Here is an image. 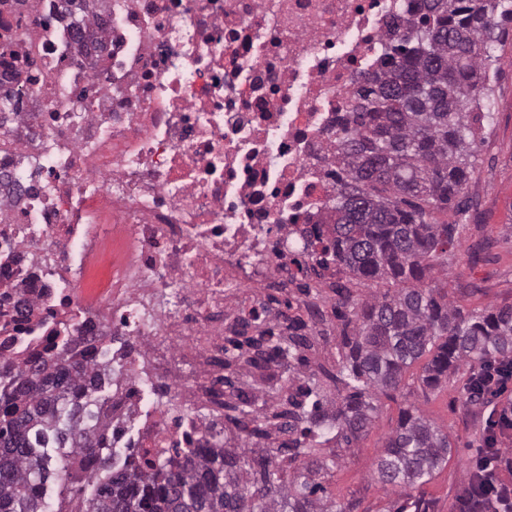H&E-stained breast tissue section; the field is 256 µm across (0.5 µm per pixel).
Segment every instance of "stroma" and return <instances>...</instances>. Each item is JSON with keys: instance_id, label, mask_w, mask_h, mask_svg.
I'll return each instance as SVG.
<instances>
[{"instance_id": "1", "label": "stroma", "mask_w": 512, "mask_h": 512, "mask_svg": "<svg viewBox=\"0 0 512 512\" xmlns=\"http://www.w3.org/2000/svg\"><path fill=\"white\" fill-rule=\"evenodd\" d=\"M497 23L493 108L484 140L472 158L474 174L464 193L470 206L433 214L437 223L458 225L459 244L449 250L446 265L430 270L427 282L466 309L512 305V18L501 17ZM469 372V366H461L430 388L421 381V363L408 368L393 396L379 397L378 410L358 441L348 445L334 440L323 449V456L338 461L319 477L328 499L351 504L353 512H457L486 419L464 395ZM411 404L447 431L452 454L447 465L408 499L378 481L376 463L400 410Z\"/></svg>"}]
</instances>
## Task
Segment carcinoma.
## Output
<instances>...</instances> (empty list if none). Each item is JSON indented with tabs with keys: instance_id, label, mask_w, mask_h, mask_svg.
<instances>
[{
	"instance_id": "carcinoma-1",
	"label": "carcinoma",
	"mask_w": 512,
	"mask_h": 512,
	"mask_svg": "<svg viewBox=\"0 0 512 512\" xmlns=\"http://www.w3.org/2000/svg\"><path fill=\"white\" fill-rule=\"evenodd\" d=\"M415 33L389 43L386 69L361 75L351 112L341 126L338 161L345 177L336 186L335 219L327 232H309L306 248L320 249L336 273L385 280L391 288L357 304L354 333L341 336L336 399L312 382L309 405L288 401L272 413L279 428L301 437L258 455L250 484L241 480V456L212 448H177L175 455L118 464L110 427L92 420L93 395L112 381V368L96 351L21 362L0 359V512H53L50 483L72 458L77 512H351L322 502L314 476L329 468L323 446L346 444L366 433L377 392L398 389L403 373L422 357V381L436 387L466 363L512 360V305L463 312L448 293L424 284L433 263L455 246L453 224H433L463 192L472 174L471 150L483 130L470 122L483 112L493 62L495 14L512 16V0H408ZM305 324L288 326L285 344L258 355L266 362L288 355V370L305 361ZM248 401H224L227 419L266 434ZM334 437H328V434ZM448 433L410 406L401 412L377 461L379 481L405 496L427 484L448 463ZM295 464L284 480L278 455ZM90 466L95 480L83 479Z\"/></svg>"
}]
</instances>
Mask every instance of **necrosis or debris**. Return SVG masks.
Listing matches in <instances>:
<instances>
[{
    "label": "necrosis or debris",
    "mask_w": 512,
    "mask_h": 512,
    "mask_svg": "<svg viewBox=\"0 0 512 512\" xmlns=\"http://www.w3.org/2000/svg\"><path fill=\"white\" fill-rule=\"evenodd\" d=\"M412 28L402 0H0V355L109 344L113 447H224V339L273 321L336 120Z\"/></svg>",
    "instance_id": "1"
}]
</instances>
